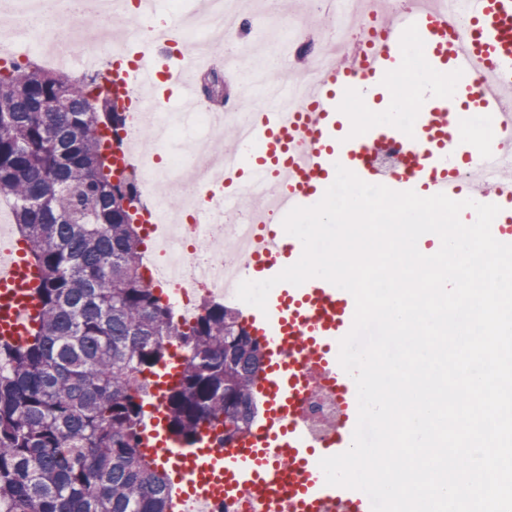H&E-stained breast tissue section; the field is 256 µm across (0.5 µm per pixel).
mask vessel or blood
<instances>
[{"label": "vessel or blood", "mask_w": 512, "mask_h": 512, "mask_svg": "<svg viewBox=\"0 0 512 512\" xmlns=\"http://www.w3.org/2000/svg\"><path fill=\"white\" fill-rule=\"evenodd\" d=\"M470 26L458 31L440 0H411L386 13V34L378 41L344 54L308 85L307 104L290 108L287 95L254 114L242 140L221 152L225 172L240 176L238 192L252 204V221L264 223L267 209L287 214L323 195L336 166H344L370 184H382L424 196L459 194L458 179L469 174L479 202L512 203V113L503 103L512 91V0H467ZM174 31L138 46L129 68L113 67L112 76L127 87L151 91L174 85L195 98L192 82L158 65L170 55ZM414 42L430 74L446 77L453 99L425 100L410 125L366 127L345 131L342 102L364 95L381 99L402 69L403 47ZM489 85L474 95L476 78ZM482 113L496 137L485 143L464 136L471 113ZM399 146L407 160L404 172L381 173L368 161L385 143ZM301 243L284 244L276 235L253 237L241 265L250 278L269 279L283 262L301 255ZM41 272L23 248L0 245V341H26L40 312ZM353 296L321 278L289 283L270 291L266 310L251 308L254 330L267 341L266 369L257 384L264 398L262 420L231 445L218 439L205 444L175 443L162 406L151 411L140 447L166 466L175 485L174 512H193L210 504L220 507L247 496L250 512H326L343 504L347 512H371L362 491L330 486L319 466L321 457L346 451L358 418L354 379L338 361L339 342L350 331ZM335 381L345 405L338 436L323 453L302 424V399L309 382Z\"/></svg>", "instance_id": "b4317fda"}]
</instances>
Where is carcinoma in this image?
<instances>
[{
    "label": "carcinoma",
    "mask_w": 512,
    "mask_h": 512,
    "mask_svg": "<svg viewBox=\"0 0 512 512\" xmlns=\"http://www.w3.org/2000/svg\"><path fill=\"white\" fill-rule=\"evenodd\" d=\"M96 85L38 67L0 75V196L41 269L43 308L25 346H0V512H171L168 477L139 443L173 336L171 436L193 445L222 425L230 443L257 420L264 349L239 312L205 300L181 331L139 272L137 185H112L104 154L124 115Z\"/></svg>",
    "instance_id": "carcinoma-1"
}]
</instances>
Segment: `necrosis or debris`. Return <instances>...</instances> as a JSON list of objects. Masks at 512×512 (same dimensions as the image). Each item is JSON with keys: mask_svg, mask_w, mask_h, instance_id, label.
<instances>
[{"mask_svg": "<svg viewBox=\"0 0 512 512\" xmlns=\"http://www.w3.org/2000/svg\"><path fill=\"white\" fill-rule=\"evenodd\" d=\"M112 3L113 0H0V10L12 16L9 24L0 26V58L22 57V42L31 36L35 22L50 15L63 23L67 31L64 38L52 39V47L81 60L79 66L73 67V74L81 77L94 73L100 83H108L111 69L104 66V59L112 56L116 48L149 43L168 22L164 14L146 24L133 16L122 33H113L107 25L94 42H87L81 33V20L93 13L108 21L112 17ZM306 8L326 19L323 46H311V66L295 73L288 68L285 58L288 50L304 42L298 22L292 19L269 27L260 66L262 93L252 97V104L271 103L284 85L291 89L294 103H303L306 85L329 59V46L346 48L382 28L380 15L371 0H308ZM197 23L204 37L186 44L184 55L199 52L228 66L244 65L239 23L225 15L224 0H208ZM223 128V113L215 111L210 102L202 101L185 122L175 114L155 109L144 121L138 113H126L125 123L117 132L130 153L129 161L122 168L139 187L141 225L151 242L149 250L142 254L141 270L150 286L166 287L168 304L182 328L194 323L202 298L223 299L224 283L234 276L237 254L250 230L240 210L225 214L219 222L202 225L196 236H188L185 230V216L198 207L199 186L223 179L220 162L209 154L205 140L206 135ZM162 129L186 137L185 151L173 154L163 168L158 165L156 153L139 139L142 131L154 135ZM160 179L168 185L171 194L180 198L181 219L167 220L153 189L154 182ZM342 416V406L334 390L323 381L313 384L303 403L309 438L323 443L340 426Z\"/></svg>", "mask_w": 512, "mask_h": 512, "instance_id": "necrosis-or-debris-1", "label": "necrosis or debris"}]
</instances>
